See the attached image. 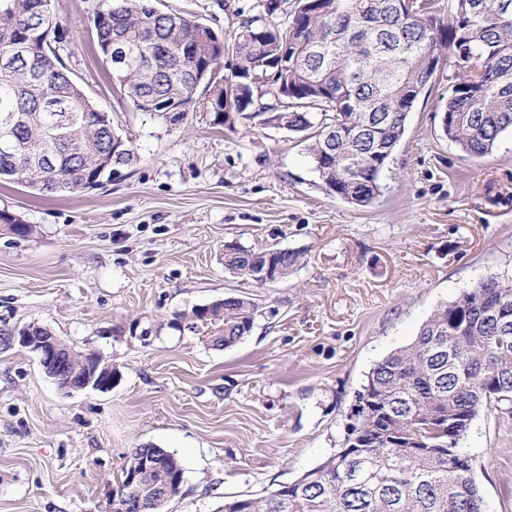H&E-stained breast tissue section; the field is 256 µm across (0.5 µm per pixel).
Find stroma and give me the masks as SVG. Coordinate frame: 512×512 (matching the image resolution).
Returning <instances> with one entry per match:
<instances>
[{
    "mask_svg": "<svg viewBox=\"0 0 512 512\" xmlns=\"http://www.w3.org/2000/svg\"><path fill=\"white\" fill-rule=\"evenodd\" d=\"M263 0H155L233 40ZM99 0H51L72 77L140 157L98 190L36 194L0 180V210L33 227L0 230V512H106L132 449L184 468L165 512H222L341 447L366 375L408 344L438 306L512 274V132L474 157L443 130L437 80L417 99L359 208L326 192L301 134L234 118L204 101L173 126L136 111L102 62ZM302 259L270 284L229 273L224 247ZM239 296L258 314L226 349L191 311ZM49 328L118 371L112 390L66 394L16 335ZM463 450L487 512H512V415L481 410Z\"/></svg>",
    "mask_w": 512,
    "mask_h": 512,
    "instance_id": "1",
    "label": "stroma"
}]
</instances>
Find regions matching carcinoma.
<instances>
[{
    "label": "carcinoma",
    "mask_w": 512,
    "mask_h": 512,
    "mask_svg": "<svg viewBox=\"0 0 512 512\" xmlns=\"http://www.w3.org/2000/svg\"><path fill=\"white\" fill-rule=\"evenodd\" d=\"M51 0H0V132L15 145L0 146V179L25 183L38 194L94 190L112 181L138 156L113 131L82 85L67 77L53 10L47 22L57 39L32 38L39 6ZM279 0L266 14L242 23L226 50L237 59L231 76H216L224 51L209 29L175 13L157 14L150 0H99L93 15L97 48L112 64L133 107L171 125L170 107L196 102L190 60L209 69L205 91L215 111L243 71L268 77L255 82L250 106L276 93L281 77L268 64L288 50V130L307 132L308 154L327 192L356 206L373 204L380 177L402 139L414 102L438 76L427 56L448 49L451 93L445 105L448 139L474 156L489 153L512 131V0H456L448 18L436 0ZM281 11L279 20L265 15ZM484 64L480 86L464 90L463 62ZM258 106V105H256ZM272 105H259L268 112ZM382 154L381 163L370 159ZM54 157L49 165L45 157ZM283 278L301 262L289 249L224 246V268L245 276L265 257ZM256 305L243 297L192 310L187 329L218 325L215 347H230L253 326ZM342 447L300 479L261 497H226L224 512H482L470 460L459 443L483 408L512 404V276H489L437 308L411 343L378 361L357 392ZM156 457L148 489L129 486L128 471L144 455ZM184 481L180 461L154 446L133 450L116 490L118 512H161L158 489L176 496Z\"/></svg>",
    "instance_id": "1"
}]
</instances>
